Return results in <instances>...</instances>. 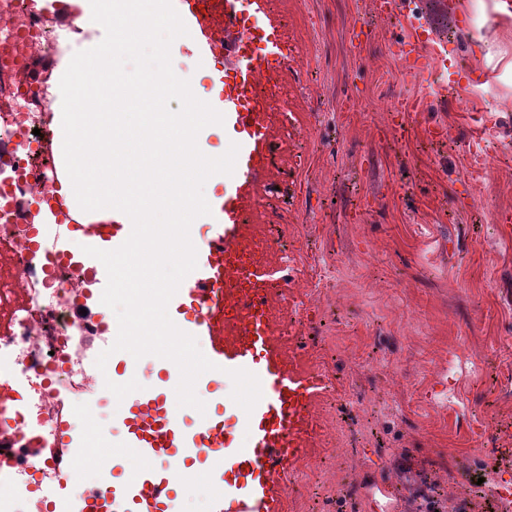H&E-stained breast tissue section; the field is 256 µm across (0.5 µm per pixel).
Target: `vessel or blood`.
<instances>
[{"instance_id":"b4317fda","label":"vessel or blood","mask_w":512,"mask_h":512,"mask_svg":"<svg viewBox=\"0 0 512 512\" xmlns=\"http://www.w3.org/2000/svg\"><path fill=\"white\" fill-rule=\"evenodd\" d=\"M225 43L235 74L225 84L218 104L240 147L233 175L225 177L226 188L213 204L212 236L197 251V268L177 295L193 313V336L210 343L212 371L199 378L205 387L222 385L225 370L245 369L258 376L262 397L252 412H237L210 425L188 424L170 409L161 396L142 395L122 406L119 418L126 430L128 447L141 458L170 463L201 458L235 462L234 490L215 498L212 512H279L283 488L280 480L312 430L309 402L318 388L317 379L298 380L273 342L267 296L272 280L265 264L240 266L237 251L245 236L243 214L252 201L256 185L271 153V141L258 113L247 105L262 80L285 64L287 54L276 31L259 27L264 55L254 58L245 38L239 37L243 14L261 11L264 0H223ZM174 7L189 33L198 35L196 53L209 60L213 32L207 15V0H174ZM382 17H400L407 34L396 41V54L418 74L445 67L437 53L425 52L430 35L418 20L416 0H374ZM128 224H93L86 234L88 246L102 250L122 245L131 233ZM171 477L139 469L136 476L117 475L112 483L114 512H159L172 500Z\"/></svg>"}]
</instances>
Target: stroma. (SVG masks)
I'll use <instances>...</instances> for the list:
<instances>
[{
	"label": "stroma",
	"mask_w": 512,
	"mask_h": 512,
	"mask_svg": "<svg viewBox=\"0 0 512 512\" xmlns=\"http://www.w3.org/2000/svg\"><path fill=\"white\" fill-rule=\"evenodd\" d=\"M429 50L462 65L460 85L424 77L394 56L402 32L371 0H288L296 49L284 72L293 108L287 147H273L264 229L294 269L274 296L276 316L300 324L301 353L321 359L351 399L333 404L332 445L305 474L283 477L282 512H414L430 495L446 512H498L478 489V463L496 460L512 487V93L499 64L478 66L470 17L456 0H419ZM371 32L363 49L348 30ZM173 67L198 72L206 97L227 70L199 61L189 40L171 46ZM488 83L477 96L471 84ZM423 102L410 133L388 130L389 107ZM441 138L428 134L431 126ZM145 392L163 384L165 359L112 356ZM97 413L121 467L131 460L99 391L73 398ZM357 499H350L352 485Z\"/></svg>",
	"instance_id": "stroma-1"
}]
</instances>
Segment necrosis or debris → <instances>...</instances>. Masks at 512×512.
I'll use <instances>...</instances> for the list:
<instances>
[{"label": "necrosis or debris", "instance_id": "obj_1", "mask_svg": "<svg viewBox=\"0 0 512 512\" xmlns=\"http://www.w3.org/2000/svg\"><path fill=\"white\" fill-rule=\"evenodd\" d=\"M59 41L55 14L43 0H0V79L8 81L0 141L12 146L8 174L0 177V512H15L17 500L24 512H52L31 483L43 487L64 477L83 484L85 462L59 460L66 418L60 394L96 385L85 354L90 342L108 344L112 334L108 316L90 323L74 315L81 300L96 296L94 273L73 258L62 234L68 220L45 221L46 201L56 194V131L33 70L57 53ZM274 333L289 370L322 381L310 402L316 432L301 447L318 454L336 386L319 364L301 357L293 322L281 319Z\"/></svg>", "mask_w": 512, "mask_h": 512}]
</instances>
